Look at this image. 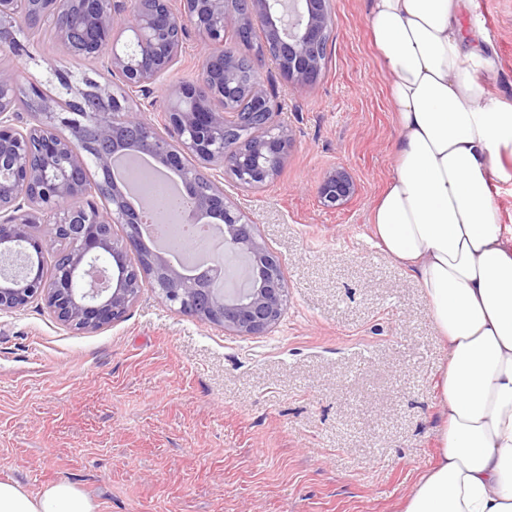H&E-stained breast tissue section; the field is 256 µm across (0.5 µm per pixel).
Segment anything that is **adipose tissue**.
Listing matches in <instances>:
<instances>
[{"label": "adipose tissue", "mask_w": 512, "mask_h": 512, "mask_svg": "<svg viewBox=\"0 0 512 512\" xmlns=\"http://www.w3.org/2000/svg\"><path fill=\"white\" fill-rule=\"evenodd\" d=\"M463 0H370L366 24L398 131L396 166L370 216L377 246L408 271L448 350L436 389L433 465L400 512H512V244L491 193L512 105L487 100ZM0 512H100L69 482L31 494L0 482Z\"/></svg>", "instance_id": "adipose-tissue-1"}]
</instances>
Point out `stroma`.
<instances>
[{"label": "stroma", "instance_id": "1", "mask_svg": "<svg viewBox=\"0 0 512 512\" xmlns=\"http://www.w3.org/2000/svg\"><path fill=\"white\" fill-rule=\"evenodd\" d=\"M367 7L333 0L315 83L292 86L263 61L293 145L264 188L224 184L284 263L278 323L232 336L148 285L94 334L39 301L0 314V481L31 493L66 481L101 512H397L434 459L446 353L426 297L371 233L397 133ZM460 22L496 62L490 99L512 105V0H464ZM0 68L58 93L103 76L94 58L59 59L45 31L0 50ZM335 167L357 193L327 209L316 188ZM492 194L512 240V147Z\"/></svg>", "mask_w": 512, "mask_h": 512}]
</instances>
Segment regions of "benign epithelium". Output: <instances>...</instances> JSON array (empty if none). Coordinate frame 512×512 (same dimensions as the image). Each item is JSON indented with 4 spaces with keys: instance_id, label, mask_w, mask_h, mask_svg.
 Returning a JSON list of instances; mask_svg holds the SVG:
<instances>
[{
    "instance_id": "benign-epithelium-1",
    "label": "benign epithelium",
    "mask_w": 512,
    "mask_h": 512,
    "mask_svg": "<svg viewBox=\"0 0 512 512\" xmlns=\"http://www.w3.org/2000/svg\"><path fill=\"white\" fill-rule=\"evenodd\" d=\"M332 0H0V47L19 52L23 39L50 29L67 55L101 62L105 82L62 100L30 84L33 122L20 125L14 102L24 73L0 69V255L31 259L23 274L0 275V314L41 300L69 328L95 333L123 319L144 283L202 323L237 336L275 325L287 303L281 259L257 239L256 225L227 203L219 168L243 188L281 170L292 144L273 99L252 69L248 112L233 104L234 43L263 34L271 54L302 86L327 55ZM201 37L198 78L167 91L164 131L144 118L155 108L153 85L178 61L185 34ZM146 104L132 107L129 94ZM131 149L179 175L191 208L224 225V242L250 259L248 287L223 289V259L191 278L157 253H144L137 209L112 180L113 154ZM101 173L87 180V160ZM357 192L336 167L318 186L320 203L344 206ZM45 225L38 231L36 227ZM123 233L115 236L114 227ZM56 255L49 273L36 260Z\"/></svg>"
}]
</instances>
